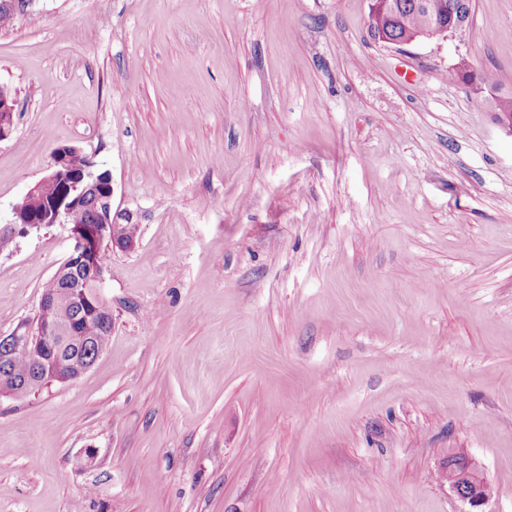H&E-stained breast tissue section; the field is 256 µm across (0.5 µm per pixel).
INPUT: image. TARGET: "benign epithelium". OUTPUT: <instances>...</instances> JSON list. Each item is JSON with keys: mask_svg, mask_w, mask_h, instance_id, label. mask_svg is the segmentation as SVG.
I'll use <instances>...</instances> for the list:
<instances>
[{"mask_svg": "<svg viewBox=\"0 0 512 512\" xmlns=\"http://www.w3.org/2000/svg\"><path fill=\"white\" fill-rule=\"evenodd\" d=\"M448 15L451 20L434 19L428 28L408 40L394 41L392 45L401 47L421 40L446 38L465 30L470 20L467 0H451ZM14 112L15 100L0 89V140L8 138L13 131ZM79 153L75 147H61L55 151L51 171L29 188L13 209V221L0 228V233L14 235L20 228L26 230L47 224H63L74 205L95 196L98 203L95 222L70 225L72 247L68 262L71 268L87 273V281L95 288L96 298L103 302L105 271L97 266L96 257L104 249L127 251L136 246V238L128 235L133 215L112 211L113 183L110 174H97L89 164L81 173H72L71 160ZM97 332L99 328H87V322L79 316L67 327H60L53 298L41 297L32 320L18 325L10 335L0 336V391L19 396L29 392L34 385L76 379V376L53 367L60 344L65 340L80 344L86 336ZM18 351L25 352L30 358L35 374V379L30 382H19L10 373L9 360ZM446 484L458 500L473 509L483 506L493 496V489L478 464L466 457H458L448 463Z\"/></svg>", "mask_w": 512, "mask_h": 512, "instance_id": "benign-epithelium-1", "label": "benign epithelium"}]
</instances>
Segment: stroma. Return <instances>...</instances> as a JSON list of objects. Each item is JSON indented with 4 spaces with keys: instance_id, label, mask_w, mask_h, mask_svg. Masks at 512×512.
Listing matches in <instances>:
<instances>
[{
    "instance_id": "1",
    "label": "stroma",
    "mask_w": 512,
    "mask_h": 512,
    "mask_svg": "<svg viewBox=\"0 0 512 512\" xmlns=\"http://www.w3.org/2000/svg\"><path fill=\"white\" fill-rule=\"evenodd\" d=\"M368 12L33 0L0 29V227L65 145L140 226L94 364L0 397V512H464L453 455L512 512V0L405 52ZM69 249L0 252V336ZM0 112V140H3L13 131L15 112V100L3 89H0Z\"/></svg>"
}]
</instances>
